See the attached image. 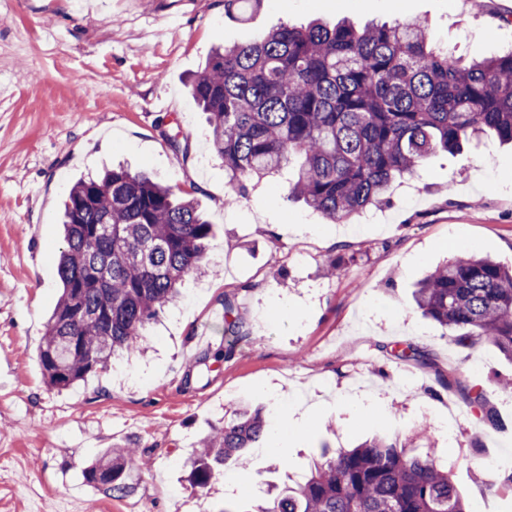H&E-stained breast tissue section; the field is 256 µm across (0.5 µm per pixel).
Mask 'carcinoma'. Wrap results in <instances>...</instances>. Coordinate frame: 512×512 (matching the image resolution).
<instances>
[{
	"label": "carcinoma",
	"mask_w": 512,
	"mask_h": 512,
	"mask_svg": "<svg viewBox=\"0 0 512 512\" xmlns=\"http://www.w3.org/2000/svg\"><path fill=\"white\" fill-rule=\"evenodd\" d=\"M190 92L236 194L295 160L288 196L334 221L381 203L395 179L439 150L458 151L488 132L512 143V50L465 64L430 46L418 20L360 31L345 22L284 24L216 49ZM63 224L62 293L39 350L45 381L58 390L138 347L203 263L212 236L195 200L122 166L79 179ZM414 301L458 340L490 344L512 361V265L457 255L426 275ZM223 306L227 328L241 335L235 303ZM461 392L482 423L500 424L482 392ZM266 429L261 413L248 411L215 428L187 462L190 484L204 488L224 466L240 464ZM134 456L131 448L108 451L84 469V481L125 495ZM259 512L468 510L435 450L419 454L395 436L323 448L305 480Z\"/></svg>",
	"instance_id": "1"
}]
</instances>
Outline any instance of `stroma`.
Listing matches in <instances>:
<instances>
[{
    "mask_svg": "<svg viewBox=\"0 0 512 512\" xmlns=\"http://www.w3.org/2000/svg\"><path fill=\"white\" fill-rule=\"evenodd\" d=\"M0 0V512H254L302 480L322 446L377 435L436 449L469 512H512L494 456L512 457V363L462 343L415 307L428 270L469 252L512 263V148L488 135L430 157L380 208L334 222L288 199L286 176L238 197L188 84L215 47L314 19L424 21L435 47L484 59L512 47L504 0ZM171 113L152 109L155 101ZM189 144L173 150L171 135ZM122 164L199 202L214 236L142 351L66 391L37 358L60 295L62 205L79 178ZM341 259L342 270L327 266ZM234 299L247 334L230 358L217 314ZM426 362L398 360L406 346ZM477 386L503 428L482 425L439 380ZM261 411L264 451L191 489L186 463L211 426ZM288 451L274 448L280 432ZM136 449L132 489L88 486L108 449Z\"/></svg>",
    "mask_w": 512,
    "mask_h": 512,
    "instance_id": "obj_1",
    "label": "stroma"
}]
</instances>
